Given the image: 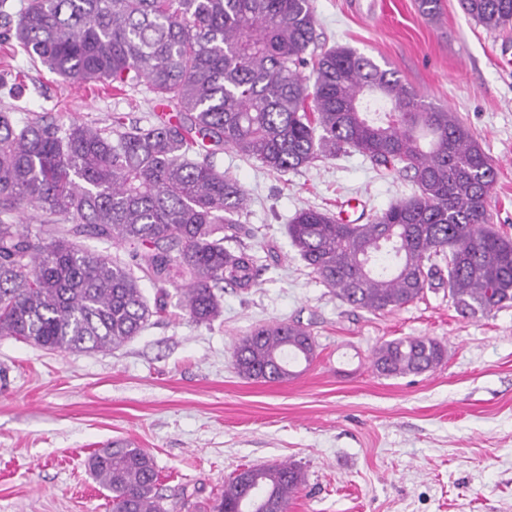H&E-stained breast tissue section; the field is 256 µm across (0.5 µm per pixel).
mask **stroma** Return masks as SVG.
<instances>
[{"instance_id": "35a3bbf8", "label": "stroma", "mask_w": 512, "mask_h": 512, "mask_svg": "<svg viewBox=\"0 0 512 512\" xmlns=\"http://www.w3.org/2000/svg\"><path fill=\"white\" fill-rule=\"evenodd\" d=\"M316 45L347 46L398 70L425 102L458 112L498 172L489 212L512 235V24L489 30L459 0L436 18L417 0H312ZM0 111L136 120L159 105L146 91L104 95L63 82L0 42ZM221 170L250 202L241 245L257 259L252 287H225L223 312L192 322L170 286L165 315L105 351H48L0 337V512H110L87 458L112 443L147 450L169 512H211L236 471L281 462L305 482L288 512H512V305L459 315L447 289L371 313L341 301L292 247L287 225L318 209L349 219L413 195L405 175L376 172L357 153L277 174L228 149ZM288 322L316 349L298 376L263 382L233 367L237 341ZM432 336L447 353L433 370L401 377L372 365L378 345Z\"/></svg>"}]
</instances>
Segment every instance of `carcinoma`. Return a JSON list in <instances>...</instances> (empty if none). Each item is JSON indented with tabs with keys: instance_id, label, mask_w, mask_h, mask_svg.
Instances as JSON below:
<instances>
[{
	"instance_id": "obj_1",
	"label": "carcinoma",
	"mask_w": 512,
	"mask_h": 512,
	"mask_svg": "<svg viewBox=\"0 0 512 512\" xmlns=\"http://www.w3.org/2000/svg\"><path fill=\"white\" fill-rule=\"evenodd\" d=\"M459 4L489 30L512 23V0ZM0 37L65 81L117 93L144 85L174 112L146 125L115 113L101 126L0 111V336L59 351L118 347L166 313L178 279L192 321L219 316L223 285L248 288L257 274L252 254L224 247L247 233L248 206L214 162L225 147L279 173L357 152L416 185L364 224L305 209L288 225L300 258L342 301L392 311L446 285L468 318L512 303V238L490 224L497 169L477 137L389 66L349 47L308 56L311 0H22L16 11L0 0ZM22 206L49 223L22 228ZM80 237L124 245L130 261L83 249ZM445 352L436 338L406 337L378 346L372 364L421 374ZM314 353L309 331L282 322L240 339L233 359L246 378L282 381ZM88 466L112 493L111 512H166L144 449L110 445ZM303 482L292 463L250 467L224 483L212 512H288Z\"/></svg>"
}]
</instances>
